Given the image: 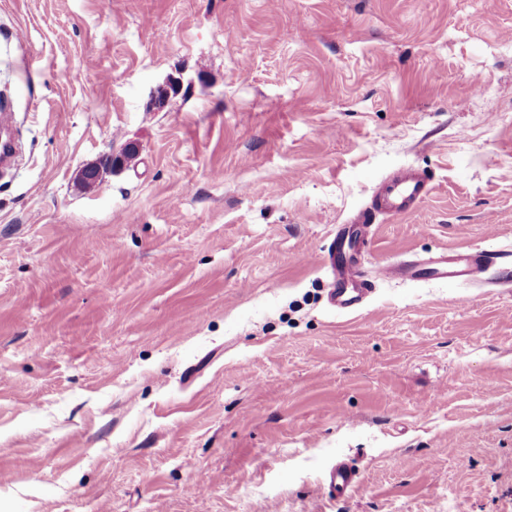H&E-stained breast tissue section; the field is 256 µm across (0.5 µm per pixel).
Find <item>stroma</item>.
Masks as SVG:
<instances>
[{"mask_svg":"<svg viewBox=\"0 0 512 512\" xmlns=\"http://www.w3.org/2000/svg\"><path fill=\"white\" fill-rule=\"evenodd\" d=\"M0 97V512H512V278L322 262L512 246V0H0ZM132 150L136 151L135 145H129L121 154L108 155L103 162L86 165L82 170H80L78 174V181L84 185L87 177L92 176L95 171L102 172L103 168L109 171L123 169L126 166L127 153ZM427 176L407 168L380 181L371 194V203L355 212L336 233L324 265L331 269L329 301L337 313L351 315L362 310L376 287L392 281L454 280L481 281L492 268L512 266V248L489 250L485 247L445 249L425 259L406 257L393 264L365 269L358 258L360 245L372 237L374 212L405 214L414 210L430 191ZM358 481L357 472L347 463L337 462L324 475V483L329 494L333 496L346 495Z\"/></svg>","mask_w":512,"mask_h":512,"instance_id":"obj_1","label":"stroma"}]
</instances>
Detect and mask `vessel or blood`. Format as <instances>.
<instances>
[{
    "instance_id": "1",
    "label": "vessel or blood",
    "mask_w": 512,
    "mask_h": 512,
    "mask_svg": "<svg viewBox=\"0 0 512 512\" xmlns=\"http://www.w3.org/2000/svg\"><path fill=\"white\" fill-rule=\"evenodd\" d=\"M430 191L427 176L408 168L380 181L371 203L355 212L336 233L323 262L331 270L329 301L337 313L351 315L362 310L379 284L392 281L454 280L476 282L492 268L512 266V248L484 247L446 249L425 259L404 258L393 264L365 267L358 258L360 245L372 237L374 213L405 214L414 210ZM358 481L347 463L332 465L324 475L329 494L346 495Z\"/></svg>"
}]
</instances>
